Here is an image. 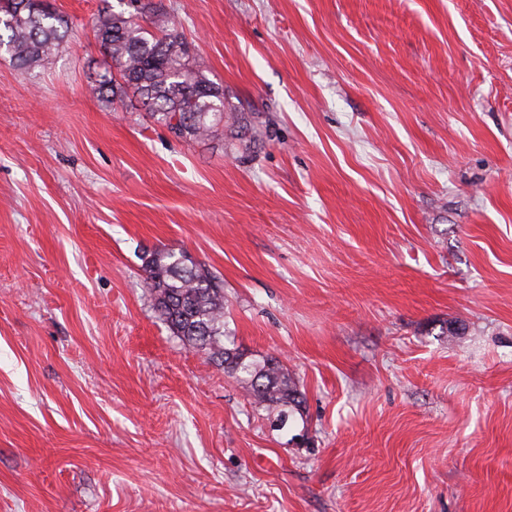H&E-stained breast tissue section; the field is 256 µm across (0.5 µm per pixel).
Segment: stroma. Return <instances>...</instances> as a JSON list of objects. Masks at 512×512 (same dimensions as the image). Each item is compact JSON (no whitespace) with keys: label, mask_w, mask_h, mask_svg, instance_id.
Listing matches in <instances>:
<instances>
[{"label":"stroma","mask_w":512,"mask_h":512,"mask_svg":"<svg viewBox=\"0 0 512 512\" xmlns=\"http://www.w3.org/2000/svg\"><path fill=\"white\" fill-rule=\"evenodd\" d=\"M0 53V512H512V0H162L235 117L200 142ZM304 396L271 427L145 259ZM145 272L155 309L175 336L224 369L282 428L295 413L300 414L302 394L278 359L260 362L229 346L231 341L224 334V285L219 277L188 254L173 251L154 252Z\"/></svg>","instance_id":"obj_1"}]
</instances>
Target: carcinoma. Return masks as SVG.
<instances>
[{
  "instance_id": "cac0c4a2",
  "label": "carcinoma",
  "mask_w": 512,
  "mask_h": 512,
  "mask_svg": "<svg viewBox=\"0 0 512 512\" xmlns=\"http://www.w3.org/2000/svg\"><path fill=\"white\" fill-rule=\"evenodd\" d=\"M126 9L108 12L95 23V39L119 75L109 70L90 85L112 104L127 89L147 111L168 124L180 117L179 136L205 140L224 123V88L199 69L191 45L174 29L156 35L140 19L157 12L152 0H121ZM0 50L21 69H33L68 49L70 23L43 0H0ZM155 309L168 329L189 348L207 356L244 388L280 426L301 412L303 397L276 358L262 362L231 347L224 334V285L219 277L184 252L156 251L146 263Z\"/></svg>"
}]
</instances>
